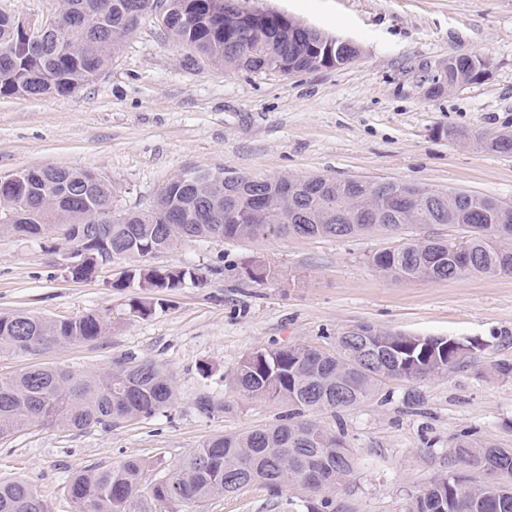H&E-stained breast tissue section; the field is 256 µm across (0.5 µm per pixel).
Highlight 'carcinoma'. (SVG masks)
Here are the masks:
<instances>
[{"mask_svg":"<svg viewBox=\"0 0 512 512\" xmlns=\"http://www.w3.org/2000/svg\"><path fill=\"white\" fill-rule=\"evenodd\" d=\"M172 11L163 34L227 69L313 71L321 36L286 35L279 15L263 14L245 27L237 0H59L55 28L39 35L41 48L26 50V34L12 15L0 11V95H65L93 81L122 40L158 7ZM483 75L480 59L451 57L447 84L471 83ZM488 151L512 152V133L481 137ZM20 191L0 190V212L22 213L17 224H0V234H18L22 226L59 224L65 244L81 241L91 258L80 279L101 266L94 258L122 252L123 259L144 258L197 239L246 240L257 237L336 238L363 234L373 227L400 232L429 224L469 227L464 248L456 243L417 239L367 257L378 275L407 281L437 282L467 276L512 274V205L467 190H439L384 180L373 191L354 180L324 176L257 179L219 170H198L163 185L142 210L110 205V185L88 170H67L64 186L46 185L23 169ZM268 208L255 213L256 200ZM112 206L105 234L94 230L99 213ZM204 287L207 278L194 268L132 266L112 288H136L141 296L133 312L148 316L166 296L187 283ZM108 323L99 314L53 320L23 312L0 316V349L13 354L94 342ZM361 336L342 332L336 350L327 353L299 345L258 349L240 362L234 386L244 398L288 405L281 423L245 434H217L177 465L163 470L153 488L143 483L146 464L138 458L101 469L74 473L68 494L76 512H153L151 504L176 512L184 503H201L262 485L270 491L298 484L316 496L306 512H336V490L355 469L343 437L304 419L305 412L352 407L371 397L384 379L420 381L471 358L456 339L411 336L361 324ZM173 381L151 360L123 357L101 374L53 366L29 367L0 377V438L33 423L81 430L110 426L130 418H151L172 404ZM196 409L212 416L224 412V400L201 393ZM452 455L482 473L497 469L512 475V448L503 450L475 431L456 438ZM473 477L450 470L429 487L412 512H494L487 502L508 496L512 483L487 485L473 497ZM0 512H51L24 480L0 481Z\"/></svg>","mask_w":512,"mask_h":512,"instance_id":"1","label":"carcinoma"}]
</instances>
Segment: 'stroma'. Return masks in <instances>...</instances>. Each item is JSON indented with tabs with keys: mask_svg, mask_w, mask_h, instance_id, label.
I'll return each instance as SVG.
<instances>
[{
	"mask_svg": "<svg viewBox=\"0 0 512 512\" xmlns=\"http://www.w3.org/2000/svg\"><path fill=\"white\" fill-rule=\"evenodd\" d=\"M278 11L351 41L355 60L288 76L228 70L142 20L109 66L67 95L0 96V180L23 168L90 170L114 185L122 207L142 209L169 179L193 170L256 178L285 174L394 180L469 190L512 203V153L476 148L473 137L512 132V0H239ZM488 57L473 83L430 93L449 57ZM432 224L352 238L187 242L146 257L150 266L205 270L154 314L117 290L123 260L74 282L60 270L61 239L0 234V315L110 317L92 343L30 355L0 351V376L29 366L106 371L113 360H154L177 396L149 419L83 430L31 425L0 439V479H22L51 512H75L67 493L80 470L136 457L173 467L213 435L279 423L287 407L246 399L233 379L257 349L304 344L332 350L338 333L362 323L418 336L478 340L471 363L423 382L389 380L360 404L306 417L343 434L356 468L336 492L338 512H409L413 498L454 464L452 438L474 428L512 448V275L428 283L380 277L369 254L430 235ZM266 267L253 282L245 265ZM220 395L223 414L199 413L201 392ZM251 486L182 512H294L308 499Z\"/></svg>",
	"mask_w": 512,
	"mask_h": 512,
	"instance_id": "obj_1",
	"label": "stroma"
}]
</instances>
